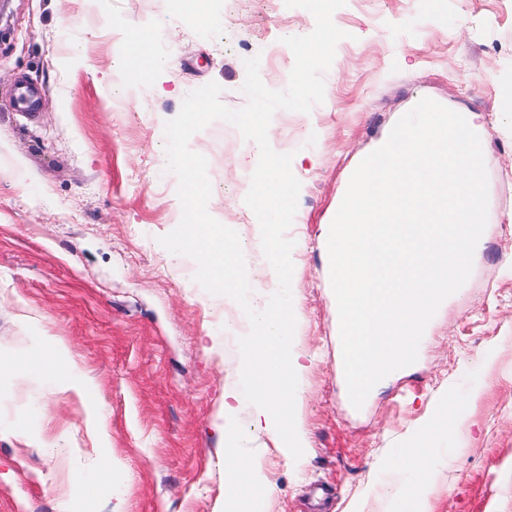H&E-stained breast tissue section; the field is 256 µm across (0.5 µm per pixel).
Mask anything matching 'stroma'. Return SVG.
Masks as SVG:
<instances>
[{
	"label": "stroma",
	"instance_id": "1",
	"mask_svg": "<svg viewBox=\"0 0 512 512\" xmlns=\"http://www.w3.org/2000/svg\"><path fill=\"white\" fill-rule=\"evenodd\" d=\"M196 23L178 0H8L0 10V512H216L225 497L224 390L240 384L232 300L207 293L196 264L158 242L181 218L163 167L164 125L190 91L217 82L242 107L246 59L285 89L286 36L313 31L284 0H206ZM347 34L310 112L276 111V149L305 152L288 231L295 246L292 345L305 371L296 402L310 446L285 457L236 428L268 487L260 512H512V0H347ZM149 29L175 36L153 75L137 71ZM42 91L34 117L15 83ZM471 113L481 128L488 217L470 278L441 304L418 358L362 408L345 393L326 232L359 160L422 98ZM217 120L191 150L208 160L209 213L240 238L254 308L273 288L245 204L242 163L259 149ZM66 346L96 384L117 465L99 477L80 401L48 378L18 377V354ZM44 435L40 446L20 430ZM430 451L427 474L405 464ZM86 481L75 484L74 471Z\"/></svg>",
	"mask_w": 512,
	"mask_h": 512
}]
</instances>
